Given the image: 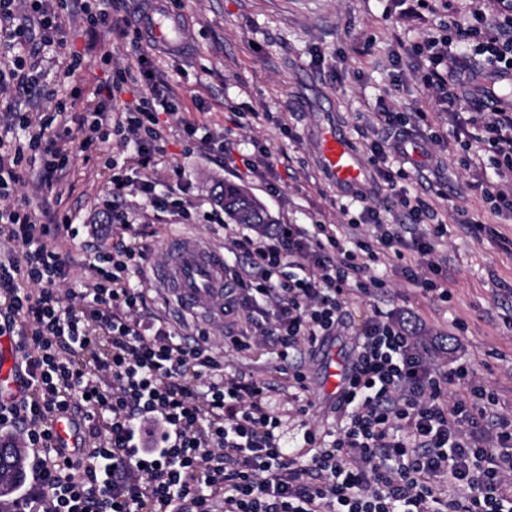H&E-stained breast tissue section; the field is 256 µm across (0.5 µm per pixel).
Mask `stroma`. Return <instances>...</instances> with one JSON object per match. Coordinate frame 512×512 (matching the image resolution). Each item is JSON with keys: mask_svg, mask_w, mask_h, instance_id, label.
<instances>
[{"mask_svg": "<svg viewBox=\"0 0 512 512\" xmlns=\"http://www.w3.org/2000/svg\"><path fill=\"white\" fill-rule=\"evenodd\" d=\"M440 7L439 0H173L168 9L185 27L186 49L145 42L135 51L130 39L140 0H117L114 25L98 27L96 40L77 23L63 30V44L44 46L38 32L27 43L40 83L57 93L53 101L34 100L39 109L53 111L59 100L75 116L93 103L100 81L118 70L135 76L138 55H147L156 67L155 92L166 103L159 119L169 128L153 173L158 191L174 183L176 166L183 171L181 197L197 205L215 203L223 182L242 184L277 223L335 225L348 249L371 233L366 226L351 229V221L364 207L380 204L387 187L373 172L356 192L331 183L319 162L315 133L337 125L365 164L371 141L394 138L393 129L373 115L377 100L408 113L413 151L407 159L391 156L389 164L405 169L402 187L425 201L433 223L447 227L434 258L445 266L452 299L436 304L413 290L402 272L413 257L377 262L372 273L386 288L368 304L349 306V327L306 359L313 409L303 418L290 416L289 435H299L304 425L331 427L335 396L328 389L329 369L347 368L355 348L350 326L376 307L409 315L435 367L467 363L476 381L497 394V412L512 417V213H495L484 199L481 184L495 177L489 152L477 143L470 151L461 149L446 104L419 81L413 48L436 34ZM75 51L83 61L66 71L64 60ZM258 112L264 120H255ZM421 112L426 120H418ZM183 118L207 133V146L178 130ZM227 138L241 163L268 148L277 160L276 174L225 167L221 146ZM111 156L123 158L118 143L75 151L66 181L41 190L30 173L15 197L54 216L97 223L96 201L108 183ZM214 334L228 372L266 375L275 367L270 349L238 352L225 348L223 329Z\"/></svg>", "mask_w": 512, "mask_h": 512, "instance_id": "35a3bbf8", "label": "stroma"}]
</instances>
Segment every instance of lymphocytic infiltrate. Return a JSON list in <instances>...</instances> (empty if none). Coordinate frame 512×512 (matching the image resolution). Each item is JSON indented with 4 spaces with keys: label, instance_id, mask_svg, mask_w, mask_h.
<instances>
[{
    "label": "lymphocytic infiltrate",
    "instance_id": "obj_1",
    "mask_svg": "<svg viewBox=\"0 0 512 512\" xmlns=\"http://www.w3.org/2000/svg\"><path fill=\"white\" fill-rule=\"evenodd\" d=\"M493 14L450 22L447 33L418 47L421 83L440 91L449 111L468 101L467 140L495 155L496 173L512 174V103L486 107L476 93L481 76H512V0ZM28 5L45 37L61 30L64 14L87 31L106 23L112 0H0V37L12 54L0 63V92L35 82L19 49L25 28L15 25ZM124 74L107 79L100 96L121 101ZM118 112L87 108L75 135L48 136L67 121L65 110L10 112L5 125L22 137L0 135V191L21 181L35 163L39 187L50 190L69 171L74 147L89 149L116 137L124 166L145 170L138 187L113 174L98 201L107 221L103 243L84 236L70 216L45 219L28 205H0V336L22 356L17 397L0 400V435L32 455L29 489L13 512H512V418L495 412L496 396L478 385L468 364L432 367L416 328L373 309L359 338L334 411V429H304L290 442L276 398L283 387L307 392L308 376L290 364L291 352L314 350L335 335L351 294L385 288L370 270L381 256L412 254L409 284L423 297L449 302L441 265L433 259L442 225L408 238L384 223L380 209H363L372 241L344 248L328 224H245L226 228L224 344L239 351L271 345L285 385L228 374L210 332L147 315L143 274L149 243L161 231L219 223L181 198L157 192L148 177L166 140L154 100L121 101ZM394 144L372 142V162L411 223L429 208L397 189L387 163L405 152L397 113ZM171 221L142 222L141 203ZM90 276L68 288L75 268ZM427 275H419V268ZM69 416L84 439L67 453L53 422Z\"/></svg>",
    "mask_w": 512,
    "mask_h": 512
}]
</instances>
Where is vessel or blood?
I'll return each mask as SVG.
<instances>
[{"label": "vessel or blood", "instance_id": "1", "mask_svg": "<svg viewBox=\"0 0 512 512\" xmlns=\"http://www.w3.org/2000/svg\"><path fill=\"white\" fill-rule=\"evenodd\" d=\"M144 37L153 43L183 48L185 30L180 21L148 10L139 21ZM319 161L325 173L343 186L358 185L366 171L336 127L326 126L317 132ZM152 277L163 295L176 310L201 319L224 318V251L195 235L172 237L164 260L153 267Z\"/></svg>", "mask_w": 512, "mask_h": 512}]
</instances>
